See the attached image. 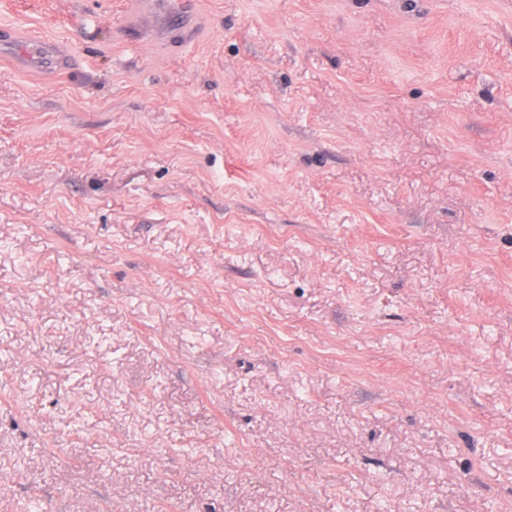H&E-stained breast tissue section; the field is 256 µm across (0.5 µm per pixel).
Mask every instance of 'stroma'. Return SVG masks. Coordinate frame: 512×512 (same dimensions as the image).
<instances>
[{
    "label": "stroma",
    "mask_w": 512,
    "mask_h": 512,
    "mask_svg": "<svg viewBox=\"0 0 512 512\" xmlns=\"http://www.w3.org/2000/svg\"><path fill=\"white\" fill-rule=\"evenodd\" d=\"M0 512H512V0H11ZM5 32L8 36L0 35V55L1 57L14 60L19 68L30 69L39 67L54 60L60 54L57 44L33 39L29 41L25 55L17 57L14 42L10 37V31L6 30Z\"/></svg>",
    "instance_id": "35a3bbf8"
}]
</instances>
